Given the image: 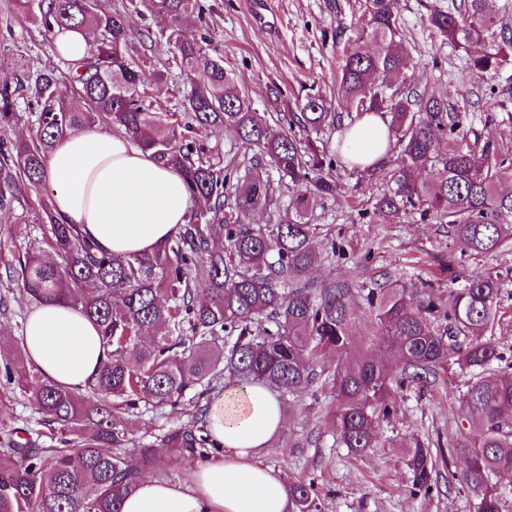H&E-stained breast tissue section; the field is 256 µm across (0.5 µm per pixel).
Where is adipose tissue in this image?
<instances>
[{
  "label": "adipose tissue",
  "instance_id": "adipose-tissue-1",
  "mask_svg": "<svg viewBox=\"0 0 512 512\" xmlns=\"http://www.w3.org/2000/svg\"><path fill=\"white\" fill-rule=\"evenodd\" d=\"M347 140L350 158L371 164L386 150L387 129L371 114L355 124ZM45 183L55 213L80 225L118 258L152 253L178 232L192 209L177 171L99 125L71 132L57 143L46 164ZM23 342L41 375L69 389L84 388L106 358L96 326L61 301L31 306ZM283 423L277 399L261 387L250 389L244 412L236 415L215 402L209 429L223 455L197 463L186 484L142 480L122 512H289L283 475L255 461Z\"/></svg>",
  "mask_w": 512,
  "mask_h": 512
}]
</instances>
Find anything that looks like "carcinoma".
<instances>
[{
  "mask_svg": "<svg viewBox=\"0 0 512 512\" xmlns=\"http://www.w3.org/2000/svg\"><path fill=\"white\" fill-rule=\"evenodd\" d=\"M168 17L165 32H136L127 12L100 8L95 0H22L43 32H83L90 55L69 62V85L57 67L24 71L12 86L0 84V124L15 118L26 98L35 121L29 138L0 148V207L19 181H44L45 164L68 133L101 119L168 167L179 170L193 202L186 224L152 254L109 256L75 224L54 213L41 238L30 243L13 273L35 299H59L80 309L98 328L107 347L94 381L81 391L45 378L32 379L26 350L0 346L6 380L28 389L38 410L59 433V446L11 441L0 454V512H121L126 496L142 479L121 448L128 442L121 409L145 400L176 404L189 391L202 397L255 385L290 404L315 393L324 380L336 396L333 428L337 442L360 455L375 447L381 423L394 413L393 388L432 385L458 365L474 371L463 394L469 436L448 449L464 466L448 481L476 495L475 512H502L512 492V376L493 372L504 361L493 337L485 336L497 315L502 282L491 273L471 275L459 288L435 294L390 278L354 288L332 281L316 286L302 279L331 251L313 246L317 225L309 213L316 202L336 195L330 171L339 163L320 139L341 122L331 103L310 93L298 111L271 128L265 113L212 54L181 28L203 11L199 0H144ZM428 24L460 48L474 42L482 52L467 60L468 73L488 76L512 60V30L488 0H463L436 10ZM164 40L192 85L173 109L144 105L142 67L130 53L139 40ZM346 52L336 81V98L357 116L386 110L383 158L353 170L386 184L372 204L384 224H398L412 209L448 225L460 254L487 255L512 240V150L472 127L474 116L448 107V100L414 89L387 94V76L406 66L393 0H364L357 41ZM84 104L79 109L70 97ZM232 128L252 156L224 163L196 138L200 128ZM448 140L445 151L436 145ZM431 173L422 179V172ZM278 179H273V176ZM288 185L291 202L267 224L250 215L273 204L274 186ZM224 235V246L214 244ZM58 257L42 261L41 244ZM207 300L195 301L197 288ZM368 313L364 340L356 341L357 309ZM464 340H458L459 336ZM383 346L397 354L393 371L374 354ZM327 354L338 356L329 375L318 371ZM163 447L176 456L200 459L217 451L205 421L168 432ZM407 467L412 490L429 494L433 463L417 439ZM292 512H318L314 483L289 485Z\"/></svg>",
  "mask_w": 512,
  "mask_h": 512,
  "instance_id": "cac0c4a2",
  "label": "carcinoma"
}]
</instances>
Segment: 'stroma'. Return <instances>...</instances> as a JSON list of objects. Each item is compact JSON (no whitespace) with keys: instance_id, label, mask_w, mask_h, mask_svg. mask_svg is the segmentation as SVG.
Segmentation results:
<instances>
[{"instance_id":"35a3bbf8","label":"stroma","mask_w":512,"mask_h":512,"mask_svg":"<svg viewBox=\"0 0 512 512\" xmlns=\"http://www.w3.org/2000/svg\"><path fill=\"white\" fill-rule=\"evenodd\" d=\"M203 18L184 20L186 34L206 35L209 52L224 57V67L245 89L255 107L270 115L292 112L309 91L331 95L344 53L350 48L362 14L361 0H200ZM451 0H395L393 11L409 48L403 72L393 86L446 97L470 113L492 116L486 133L512 144V63L486 79H463L467 50L436 37L427 25L428 15L447 9ZM153 60L142 73L149 102L174 107L191 90L184 76L173 74L166 82L156 70L172 67L165 43L141 45ZM28 67L54 62L68 74L65 58L57 54L52 39L23 13L17 0H0V83L15 82V57ZM340 191L336 198L315 206L318 226L315 247L335 241L341 254L310 269L305 278L315 284L348 281L359 285L403 277L413 284L431 283L434 291L449 287L448 272L470 276L494 272L504 284L500 313L491 333L512 363V244L477 258L461 256L448 227L407 215L400 224H376L363 217L384 186L358 178L352 167L338 169ZM47 185L20 186L10 208L0 209V343L20 341L26 315L33 304L23 284L5 271L34 238L39 237L41 204L50 200ZM472 373L457 367L435 385L395 391L396 412L384 423L380 441L366 455L355 456L339 445L332 430L334 405L327 399H304L285 412V423L270 446L256 458L259 465L281 472L285 479L314 481L321 512H473L474 496L449 483L452 461L443 447L469 432L462 397ZM195 397L186 394L175 407L140 403L124 416L132 444L159 441L168 431L191 420ZM0 421L12 436L0 432V449L8 440L38 437L44 448L57 441L28 393L0 377ZM441 442L434 451L438 487L430 495L413 494L406 466L407 447L413 438Z\"/></svg>"}]
</instances>
